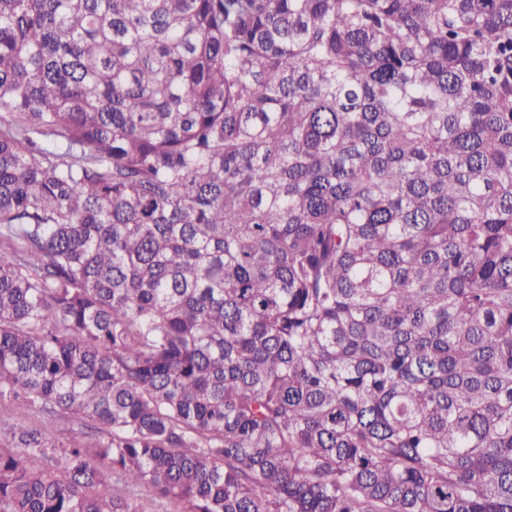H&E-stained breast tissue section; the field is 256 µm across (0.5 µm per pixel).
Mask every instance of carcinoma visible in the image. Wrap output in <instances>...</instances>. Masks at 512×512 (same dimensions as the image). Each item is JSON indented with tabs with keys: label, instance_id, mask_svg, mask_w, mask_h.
<instances>
[{
	"label": "carcinoma",
	"instance_id": "carcinoma-1",
	"mask_svg": "<svg viewBox=\"0 0 512 512\" xmlns=\"http://www.w3.org/2000/svg\"><path fill=\"white\" fill-rule=\"evenodd\" d=\"M3 402L0 512H512V0H0Z\"/></svg>",
	"mask_w": 512,
	"mask_h": 512
}]
</instances>
